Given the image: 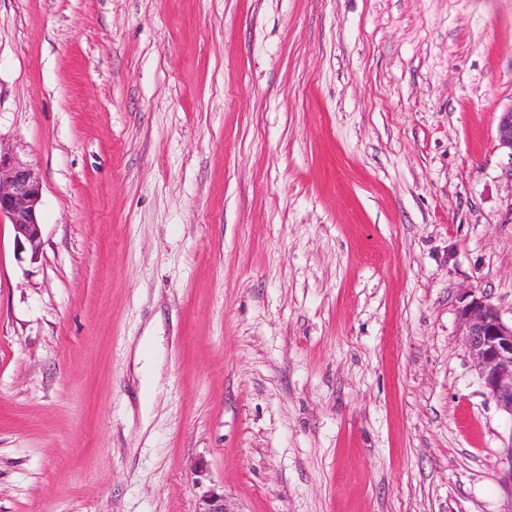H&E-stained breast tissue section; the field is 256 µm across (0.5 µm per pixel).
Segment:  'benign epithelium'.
<instances>
[{
	"instance_id": "7a95c632",
	"label": "benign epithelium",
	"mask_w": 512,
	"mask_h": 512,
	"mask_svg": "<svg viewBox=\"0 0 512 512\" xmlns=\"http://www.w3.org/2000/svg\"><path fill=\"white\" fill-rule=\"evenodd\" d=\"M497 147L512 155V107L500 113ZM42 183L36 170L10 152L0 151V218L14 230L18 259L38 258L42 247L39 206ZM460 336L485 389L497 408L512 418V322L483 296L465 291L458 311ZM196 512H236L224 493L204 491Z\"/></svg>"
}]
</instances>
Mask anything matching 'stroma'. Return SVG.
Masks as SVG:
<instances>
[{
	"label": "stroma",
	"instance_id": "1",
	"mask_svg": "<svg viewBox=\"0 0 512 512\" xmlns=\"http://www.w3.org/2000/svg\"><path fill=\"white\" fill-rule=\"evenodd\" d=\"M511 107L512 0H0V512H512ZM42 183L36 170L10 152L0 150V220L5 217L14 230L17 256L38 258L42 247L39 206ZM460 336L497 408L512 418V320L483 296L467 290L458 311ZM195 512H235V510L231 508L224 492L208 489L199 496L198 508Z\"/></svg>",
	"mask_w": 512,
	"mask_h": 512
}]
</instances>
